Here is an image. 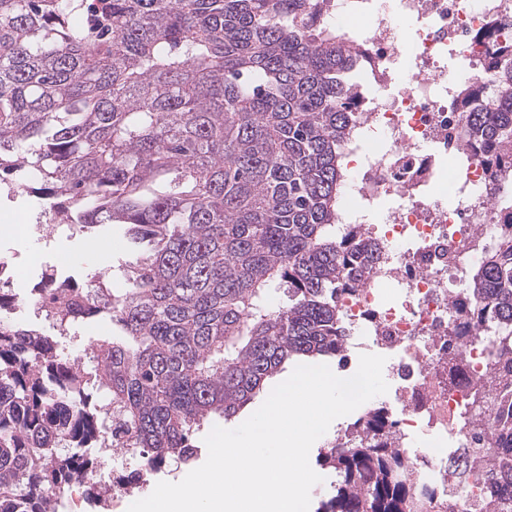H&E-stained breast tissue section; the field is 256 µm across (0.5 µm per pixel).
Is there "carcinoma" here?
Instances as JSON below:
<instances>
[{
	"mask_svg": "<svg viewBox=\"0 0 512 512\" xmlns=\"http://www.w3.org/2000/svg\"><path fill=\"white\" fill-rule=\"evenodd\" d=\"M324 0H0V184L49 223L120 224L127 287L43 274L38 312L68 334L106 315L95 378L13 319L0 288V512H56L83 478L74 448H133L151 471L232 422L286 364L336 358V293L370 256L336 240V155L362 63L317 21ZM79 13V26L69 16ZM499 112L467 113L512 147V67ZM499 331L486 395L509 404L512 253L483 269ZM484 460L512 490V428ZM335 512H404L393 448H345Z\"/></svg>",
	"mask_w": 512,
	"mask_h": 512,
	"instance_id": "cac0c4a2",
	"label": "carcinoma"
}]
</instances>
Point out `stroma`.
<instances>
[{"label":"stroma","mask_w":512,"mask_h":512,"mask_svg":"<svg viewBox=\"0 0 512 512\" xmlns=\"http://www.w3.org/2000/svg\"><path fill=\"white\" fill-rule=\"evenodd\" d=\"M94 240L101 244L102 250L96 259H88L84 253V244ZM36 249L37 259H30L29 249ZM126 242L123 230L117 224H104L91 232L70 235L61 229L52 234L33 233L29 241H22L18 236L7 235L0 231V259L14 265L18 275L12 283L14 293L19 300L15 320L29 324L49 336L61 355L79 356L84 347L90 343L108 341L112 338V322L108 317L100 316L83 324L77 335L59 334L56 328L44 321L30 302V290L40 280L44 270H55L59 276L74 277L79 284H87L91 274L117 264L124 255ZM207 449H199L194 461L172 464L155 474L146 473L143 462L136 456L108 457L104 467L98 472L103 483H111L117 473H142L144 485L136 490V498L149 496L156 484L161 481L177 482L185 475L198 468L207 459Z\"/></svg>","instance_id":"obj_1"}]
</instances>
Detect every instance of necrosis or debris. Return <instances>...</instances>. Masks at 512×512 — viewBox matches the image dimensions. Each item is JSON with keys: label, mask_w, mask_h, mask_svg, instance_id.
Wrapping results in <instances>:
<instances>
[{"label": "necrosis or debris", "mask_w": 512, "mask_h": 512, "mask_svg": "<svg viewBox=\"0 0 512 512\" xmlns=\"http://www.w3.org/2000/svg\"><path fill=\"white\" fill-rule=\"evenodd\" d=\"M322 22L359 47L367 85L339 150L336 236L374 249L362 284L336 294L344 352L336 368L352 376L361 354L383 352L395 403L362 404L322 452L336 456L381 420L378 441L399 449L410 473L407 512H481L487 468L448 467L454 451L487 457L495 414L473 394L496 366L490 340L462 342L465 313L479 302L488 258L512 250V152L492 164L475 150L465 104L491 57L512 61V0H324ZM460 73L449 77L448 62ZM463 368L443 383L447 358Z\"/></svg>", "instance_id": "4bbe7bcc"}]
</instances>
